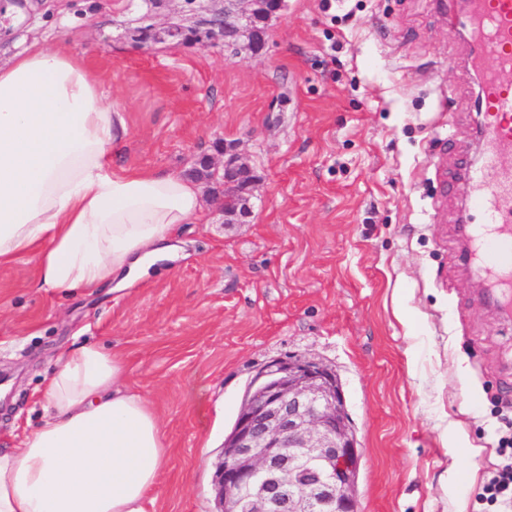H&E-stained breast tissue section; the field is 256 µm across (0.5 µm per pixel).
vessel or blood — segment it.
<instances>
[{
    "instance_id": "1",
    "label": "vessel or blood",
    "mask_w": 512,
    "mask_h": 512,
    "mask_svg": "<svg viewBox=\"0 0 512 512\" xmlns=\"http://www.w3.org/2000/svg\"><path fill=\"white\" fill-rule=\"evenodd\" d=\"M469 28L476 49L471 58L480 74L479 110L482 163L471 173L485 191L477 203L479 221L464 219L469 258L497 290L512 289V0H469Z\"/></svg>"
}]
</instances>
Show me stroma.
I'll return each instance as SVG.
<instances>
[{
    "instance_id": "35a3bbf8",
    "label": "stroma",
    "mask_w": 512,
    "mask_h": 512,
    "mask_svg": "<svg viewBox=\"0 0 512 512\" xmlns=\"http://www.w3.org/2000/svg\"><path fill=\"white\" fill-rule=\"evenodd\" d=\"M171 0H47L0 57L77 44L124 113L121 170L188 173L233 145L251 213L214 202L179 225L175 261L115 291L36 287L0 266V448L42 420L62 353H119L157 410L169 461L149 512H215L224 440L256 374L310 357L335 370L360 451L358 512H480L512 416V319L481 301L460 218L482 186L470 46L439 0H284L258 53L209 40L148 50L132 35Z\"/></svg>"
}]
</instances>
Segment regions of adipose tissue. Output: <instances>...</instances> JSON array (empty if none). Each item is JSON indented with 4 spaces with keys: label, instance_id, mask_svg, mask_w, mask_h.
<instances>
[{
    "label": "adipose tissue",
    "instance_id": "adipose-tissue-1",
    "mask_svg": "<svg viewBox=\"0 0 512 512\" xmlns=\"http://www.w3.org/2000/svg\"><path fill=\"white\" fill-rule=\"evenodd\" d=\"M101 85L66 41L0 62V265L33 258L41 288L123 289L173 260L177 225L202 210L190 178L113 170L127 127ZM124 376L119 354L67 351L45 380L43 423L0 448V512H147L167 443Z\"/></svg>",
    "mask_w": 512,
    "mask_h": 512
}]
</instances>
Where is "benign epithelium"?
<instances>
[{
  "label": "benign epithelium",
  "mask_w": 512,
  "mask_h": 512,
  "mask_svg": "<svg viewBox=\"0 0 512 512\" xmlns=\"http://www.w3.org/2000/svg\"><path fill=\"white\" fill-rule=\"evenodd\" d=\"M282 0H224L190 10L191 24L170 20L140 44L181 45L201 30L235 53H257ZM224 179L210 188L227 224L248 212L251 176L224 146ZM360 453L336 374L308 357L276 361L259 373L224 440L214 479L217 512H357Z\"/></svg>",
  "instance_id": "1"
}]
</instances>
